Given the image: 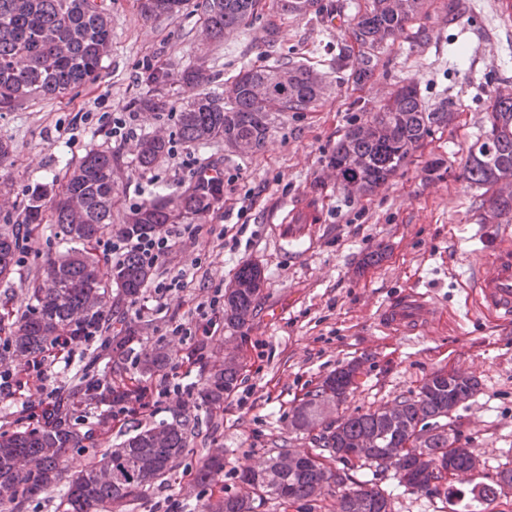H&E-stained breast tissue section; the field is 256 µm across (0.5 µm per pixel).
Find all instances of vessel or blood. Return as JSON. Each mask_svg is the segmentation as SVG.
<instances>
[{
    "label": "vessel or blood",
    "mask_w": 512,
    "mask_h": 512,
    "mask_svg": "<svg viewBox=\"0 0 512 512\" xmlns=\"http://www.w3.org/2000/svg\"><path fill=\"white\" fill-rule=\"evenodd\" d=\"M480 303L501 322L512 320V248L495 247L476 278ZM435 305L421 294L409 293L386 305L380 323L403 334H413L430 322Z\"/></svg>",
    "instance_id": "obj_1"
}]
</instances>
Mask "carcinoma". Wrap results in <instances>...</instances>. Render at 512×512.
Returning a JSON list of instances; mask_svg holds the SVG:
<instances>
[{"instance_id": "carcinoma-1", "label": "carcinoma", "mask_w": 512, "mask_h": 512, "mask_svg": "<svg viewBox=\"0 0 512 512\" xmlns=\"http://www.w3.org/2000/svg\"><path fill=\"white\" fill-rule=\"evenodd\" d=\"M319 0H274L283 14L307 13ZM424 0H369L349 23V39L336 54V71H347L356 85L373 75L378 65L376 46L395 37L423 8ZM183 0H139L146 18L174 17ZM202 28L206 39L224 36L246 25L263 10L262 0H203ZM111 30L96 0H0V112L12 111L34 99H59L95 82L106 56ZM321 78L288 62L278 67L250 68L239 73L224 94L199 92L180 112L181 138L188 144L222 140L245 141L261 150L270 112H298L324 94ZM135 109L164 112L162 95L145 94ZM454 119V112H430L412 87L397 91L363 124L352 125L329 157L336 180L350 193L368 194L395 177L431 135L432 128ZM168 152L161 138L143 140L138 168L146 172ZM116 156L109 149L86 153L78 168L55 179L52 197L47 190L32 191L24 208V226L45 217L57 225L61 239L80 243L66 258L49 261L34 288L35 303L8 326L12 356L29 363L61 339L99 337L111 348L110 373L120 384L99 377L93 364L80 383L57 395L56 418L38 427L22 426L0 432V507L22 512L33 497L67 480L58 508L62 512H116L138 501L168 473L187 451L196 418L183 411L173 421L137 425L117 447L109 448L77 470L66 458L69 450L84 451L94 444L90 432L79 426L77 408H109L137 401L147 386L142 378L165 375L173 361L170 350L157 343L139 360L130 361L129 343L136 329L126 321L123 298L139 295L152 274V265L138 254L105 269L91 249L112 228ZM464 176L484 189L482 221L491 223L512 215V97H498L488 114L484 137L468 150ZM217 181L202 173L179 196L159 194L136 206L118 232L125 237L160 232L168 224H193L206 219L223 200L214 191ZM19 234L0 236V279L18 264ZM236 287L224 291V328L242 332L261 292L264 276L255 265L241 267ZM121 328L112 336V325ZM200 363L202 401L213 409L237 387L242 362L233 355L224 363L211 362L206 345L195 349ZM136 375L127 377L131 370ZM361 365L351 363L327 376L318 389L296 406L291 425L297 431L322 426L318 447L339 463L331 469L319 453H299L280 447L248 466L242 475L243 495H220L204 505L206 512H255L267 499L300 503L310 509L326 495H338L340 512H390L389 500L377 485L360 483L353 472L366 467L393 470L399 482L416 490H438L447 481L448 467L472 473L482 465L474 449L461 443L453 411L479 392L477 379L456 370L435 372L418 391L365 413L340 411L357 387ZM336 417L329 418V415ZM224 469V456L209 455L197 471V485L210 486ZM512 489V467L496 473V480L470 489L474 508L467 512H494L492 505Z\"/></svg>"}]
</instances>
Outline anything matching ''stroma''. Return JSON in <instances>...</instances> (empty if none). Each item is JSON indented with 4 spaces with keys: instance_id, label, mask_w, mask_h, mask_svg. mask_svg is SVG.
Masks as SVG:
<instances>
[{
    "instance_id": "obj_1",
    "label": "stroma",
    "mask_w": 512,
    "mask_h": 512,
    "mask_svg": "<svg viewBox=\"0 0 512 512\" xmlns=\"http://www.w3.org/2000/svg\"><path fill=\"white\" fill-rule=\"evenodd\" d=\"M112 30V46L99 79L70 95L34 100L0 112V141L14 147L0 171V234L11 233L40 184L63 176L92 149H112L114 180L124 212L156 194L177 195L194 169L214 163L224 170L223 205L203 225H180L171 248L153 266L149 283L126 303L127 320L139 325L135 353L166 344L174 354L167 383L173 391L159 405L135 416L115 415L101 448L118 444L137 423L172 419L189 407L201 436L162 489L128 505L126 512H203L204 497L193 480L206 453L205 439L224 449L215 489L240 493L243 468L270 449L288 445L315 450L311 434L289 425V413L322 380L352 361L362 364L357 388L342 407L363 413L417 391L432 372L456 369L475 376L479 393L460 406L462 440L476 448L491 481L498 466L512 464V325L494 321L477 304L475 281L491 247L508 239L501 225L481 221L482 188L462 175L469 144L482 134L488 108L512 84V27H505L498 0H426L420 14L381 49L373 77L355 85L332 65L346 38L344 22L366 0H320V13L280 14L275 6L226 36L206 43L200 36L202 0H186L178 16L144 19L136 0H100ZM294 61L321 76L323 97L302 112H273L264 148L242 153L223 141L184 143L181 106L198 89L177 72L203 65L207 91L219 93L244 68ZM154 62L170 74L161 91L172 108L132 112L145 88L143 66ZM413 85L428 111L453 109L451 125L434 128L398 175L368 196L348 193L329 156L352 125L372 113L398 87ZM148 136L168 142L169 154L151 171L136 165ZM66 245L52 224L33 225L19 244L14 273L0 280V314L24 310L47 261ZM382 251L373 264L369 256ZM259 264L262 292L244 337L224 329V290L240 267ZM176 283L158 295L155 283ZM427 296L437 307L434 324L406 336L385 329L381 309L405 293ZM208 337L211 350L237 348L246 367L236 391L218 411L202 404L200 374L186 354ZM99 340L77 341L44 353L39 372L12 396L0 398V430L11 429L45 393L77 384L97 361ZM390 493L393 512H463V500L425 496L399 484L392 472L358 470Z\"/></svg>"
}]
</instances>
